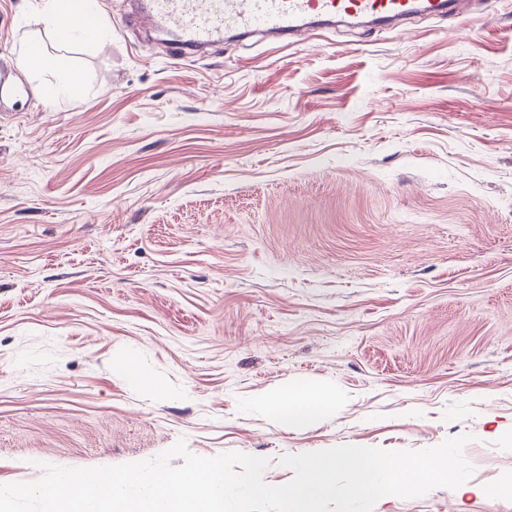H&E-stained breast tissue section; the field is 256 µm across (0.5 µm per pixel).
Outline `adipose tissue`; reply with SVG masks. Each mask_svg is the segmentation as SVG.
Returning a JSON list of instances; mask_svg holds the SVG:
<instances>
[{"label":"adipose tissue","mask_w":512,"mask_h":512,"mask_svg":"<svg viewBox=\"0 0 512 512\" xmlns=\"http://www.w3.org/2000/svg\"><path fill=\"white\" fill-rule=\"evenodd\" d=\"M41 12L45 27L62 40H100L106 35L105 29L98 27L93 19V0H43ZM17 60L22 70L54 76V96H80V79L67 67L62 57L39 53L23 45L17 50ZM277 405L288 417L303 422L319 416L327 408L328 401L320 391L305 387L288 391L284 399L278 400Z\"/></svg>","instance_id":"ef3b65f1"}]
</instances>
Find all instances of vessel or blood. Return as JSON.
<instances>
[{"mask_svg":"<svg viewBox=\"0 0 512 512\" xmlns=\"http://www.w3.org/2000/svg\"><path fill=\"white\" fill-rule=\"evenodd\" d=\"M452 7V0H151L149 9L135 19L143 27L174 33L170 56L180 59L229 35L267 32L288 37L324 18L397 22Z\"/></svg>","mask_w":512,"mask_h":512,"instance_id":"obj_1","label":"vessel or blood"}]
</instances>
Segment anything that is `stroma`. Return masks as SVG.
<instances>
[{
    "instance_id": "stroma-1",
    "label": "stroma",
    "mask_w": 512,
    "mask_h": 512,
    "mask_svg": "<svg viewBox=\"0 0 512 512\" xmlns=\"http://www.w3.org/2000/svg\"><path fill=\"white\" fill-rule=\"evenodd\" d=\"M0 0L83 94L0 97V484L43 464L269 459L472 435L471 493L373 512H512V0L396 30L228 38L173 61L126 0L100 44ZM322 391L284 419L275 396ZM284 395V399L277 398L280 411L298 422L319 416L328 406L326 397L311 387L289 390Z\"/></svg>"
}]
</instances>
